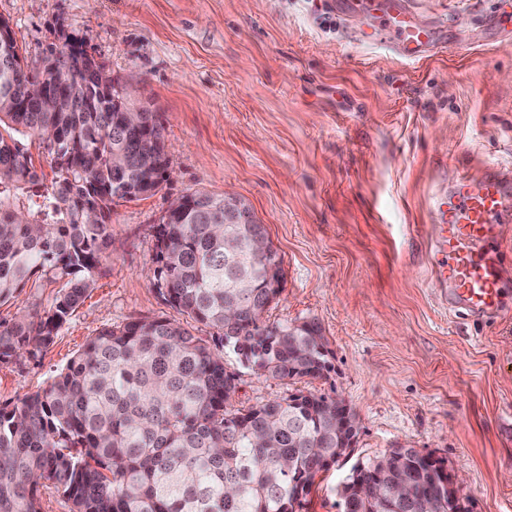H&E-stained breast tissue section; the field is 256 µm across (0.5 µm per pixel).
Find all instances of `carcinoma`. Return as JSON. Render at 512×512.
I'll use <instances>...</instances> for the list:
<instances>
[{
  "mask_svg": "<svg viewBox=\"0 0 512 512\" xmlns=\"http://www.w3.org/2000/svg\"><path fill=\"white\" fill-rule=\"evenodd\" d=\"M49 95L32 97V82ZM123 86L86 50L50 48L42 69L21 64L12 31L0 41V305L26 287L58 283L50 306L0 321V362L35 358L94 288L112 205L154 195L166 180L163 128H129ZM45 143L53 172H36L22 138ZM157 225L153 285L179 314L258 376L323 379L331 370L321 327L269 324L262 224H224V198L191 194ZM224 356L168 318L105 328L43 388L0 407V512H41L49 482L70 512H295L323 460L336 456L332 396L311 391L248 409L230 403ZM394 483L406 501L386 496ZM343 512H461L434 462L399 448L343 483Z\"/></svg>",
  "mask_w": 512,
  "mask_h": 512,
  "instance_id": "obj_1",
  "label": "carcinoma"
}]
</instances>
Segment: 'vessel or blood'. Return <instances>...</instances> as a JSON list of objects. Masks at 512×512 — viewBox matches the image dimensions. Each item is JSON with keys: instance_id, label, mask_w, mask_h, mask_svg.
Segmentation results:
<instances>
[{"instance_id": "vessel-or-blood-1", "label": "vessel or blood", "mask_w": 512, "mask_h": 512, "mask_svg": "<svg viewBox=\"0 0 512 512\" xmlns=\"http://www.w3.org/2000/svg\"><path fill=\"white\" fill-rule=\"evenodd\" d=\"M378 20L360 35L365 42L390 45L397 56L416 60L444 43L442 32L414 22L401 0L382 6L371 0ZM512 205V185L490 174L479 181L454 179L438 208L442 234L437 241L448 255L439 278L448 286V307L466 316H496L508 288L500 260L487 246L497 238L498 221Z\"/></svg>"}]
</instances>
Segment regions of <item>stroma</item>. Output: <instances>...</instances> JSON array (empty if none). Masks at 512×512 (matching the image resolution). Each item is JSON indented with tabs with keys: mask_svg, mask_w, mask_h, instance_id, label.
<instances>
[{
	"mask_svg": "<svg viewBox=\"0 0 512 512\" xmlns=\"http://www.w3.org/2000/svg\"><path fill=\"white\" fill-rule=\"evenodd\" d=\"M366 0H0L28 71L77 40L164 128L168 177L112 208L102 272L37 358L0 363V404L44 387L103 328L179 318L153 286L155 229L199 191L245 201L282 259L268 322L320 325L328 378L265 379L225 354L234 407L303 391L358 413L347 458L301 512H342L356 463L442 459L465 512H512V312L449 311L435 201L457 177L512 181V0H409L446 28L416 62L354 37Z\"/></svg>",
	"mask_w": 512,
	"mask_h": 512,
	"instance_id": "obj_1",
	"label": "stroma"
}]
</instances>
